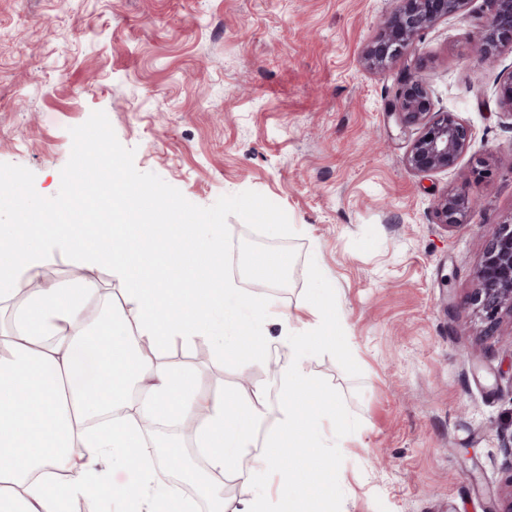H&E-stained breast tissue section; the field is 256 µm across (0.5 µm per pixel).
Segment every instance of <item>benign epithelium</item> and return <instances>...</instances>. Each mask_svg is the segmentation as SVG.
<instances>
[{
	"label": "benign epithelium",
	"instance_id": "1",
	"mask_svg": "<svg viewBox=\"0 0 512 512\" xmlns=\"http://www.w3.org/2000/svg\"><path fill=\"white\" fill-rule=\"evenodd\" d=\"M491 13L478 23V50L492 60L500 49L512 46V0H488ZM469 0H397V7L384 24L382 33L369 46L364 61L369 69L388 70L402 66L387 112L405 126L419 127V135L406 154L408 168L428 173L446 169L465 152L471 129L450 112L433 111L426 81L418 67L407 63L414 45L437 20L461 13ZM499 107L512 119V78L500 87ZM465 193H448L435 208L437 222L461 224L472 207ZM477 285L472 295L476 314L485 323H496L499 315L512 313V223L496 228L476 272Z\"/></svg>",
	"mask_w": 512,
	"mask_h": 512
}]
</instances>
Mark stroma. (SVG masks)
Returning <instances> with one entry per match:
<instances>
[{"mask_svg": "<svg viewBox=\"0 0 512 512\" xmlns=\"http://www.w3.org/2000/svg\"><path fill=\"white\" fill-rule=\"evenodd\" d=\"M395 0H0V163L55 196L70 128L104 111L138 171L193 204L254 190L281 206L295 237L253 234L229 217L233 280L291 319L315 267L335 283L351 354L316 352L306 370L341 402L353 435L337 458L340 512H505L512 501V315L486 328L471 294L497 226L512 219V120L497 88L512 49H475L487 0L420 38L438 112L472 139L455 165L418 173L404 158L416 127L385 110L394 74L365 67ZM449 192L477 204L438 224ZM259 253L281 280L251 275ZM161 362L201 389L244 400L267 392L257 444L275 435L292 356L272 344L246 366L199 337ZM284 265V261L281 257L275 255H264L253 262L252 271L255 269L256 273V269L261 270L266 276L262 279L271 283L272 281H278L281 278Z\"/></svg>", "mask_w": 512, "mask_h": 512, "instance_id": "stroma-1", "label": "stroma"}]
</instances>
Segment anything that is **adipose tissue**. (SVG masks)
Returning <instances> with one entry per match:
<instances>
[{"label":"adipose tissue","instance_id":"adipose-tissue-1","mask_svg":"<svg viewBox=\"0 0 512 512\" xmlns=\"http://www.w3.org/2000/svg\"><path fill=\"white\" fill-rule=\"evenodd\" d=\"M150 194L116 181L112 225L92 239L70 228L40 232L27 224L0 233V303L12 300L15 281L36 284L17 312L15 334L0 341V512H68L107 460L120 477L102 486L104 500L119 501L124 512H178L177 490L156 484L145 464L138 421L167 423L185 415L197 421L195 446L207 461L188 478L209 499L211 512H271L261 492L225 503L212 480L224 472L257 484L279 473L284 492L278 512H335L338 484L329 477L335 460L322 450L317 417L338 424L345 414L304 369L313 351L348 347L334 286L315 269L309 320L280 325V340L292 355L283 378L288 401L278 432L257 451L263 387L231 404L201 394L192 374L136 355L145 343L161 350L204 337L230 358L252 364L265 359L273 341L269 305L257 304L224 277L217 261L223 234L205 239L196 224L129 221ZM60 245L81 259L84 274L64 285H38ZM101 265L119 277L122 300L88 324L82 315L97 291L93 273ZM144 378L148 393L127 412V393Z\"/></svg>","mask_w":512,"mask_h":512}]
</instances>
